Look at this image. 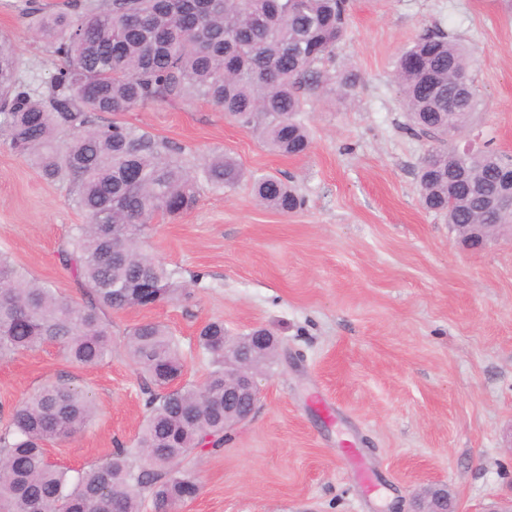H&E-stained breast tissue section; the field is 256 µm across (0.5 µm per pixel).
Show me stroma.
Here are the masks:
<instances>
[{
    "instance_id": "35a3bbf8",
    "label": "stroma",
    "mask_w": 512,
    "mask_h": 512,
    "mask_svg": "<svg viewBox=\"0 0 512 512\" xmlns=\"http://www.w3.org/2000/svg\"><path fill=\"white\" fill-rule=\"evenodd\" d=\"M20 2L0 0V33L25 78H48L56 59ZM435 29L477 51L481 105L466 140L512 156V0H349L326 67L354 69L359 81L347 95L309 94L298 115L312 137L303 156L270 151L203 101L123 114L184 146L192 163L235 158L246 178L221 191L201 185L191 213L152 224L148 249L186 288L149 309L106 311V362L79 367L54 346L0 362V431L35 389L70 383L98 412L48 452L76 470L102 462L133 444L145 412L130 329L163 323L186 348L219 319L232 336L267 328L279 347L251 419L184 462L200 493L171 512H410L431 486L448 487L456 512L512 499V232L470 250L423 208L418 170L431 141L409 131L392 77L398 53ZM262 174L292 185L302 209L262 205L250 181ZM84 221L64 186L0 145V251L80 303L89 291L58 253Z\"/></svg>"
}]
</instances>
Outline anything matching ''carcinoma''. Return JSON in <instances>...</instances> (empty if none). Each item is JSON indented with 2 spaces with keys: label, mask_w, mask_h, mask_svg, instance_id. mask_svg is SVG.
Returning <instances> with one entry per match:
<instances>
[{
  "label": "carcinoma",
  "mask_w": 512,
  "mask_h": 512,
  "mask_svg": "<svg viewBox=\"0 0 512 512\" xmlns=\"http://www.w3.org/2000/svg\"><path fill=\"white\" fill-rule=\"evenodd\" d=\"M348 0H66L47 11L25 0L58 65L47 81L21 77L24 63L0 38V143L26 156L39 175L65 186L83 212L62 264L90 290L79 304L37 282L0 252V361L48 343L80 367L112 354L101 313L141 305L140 289L159 301L178 292V271L143 248L153 220L177 219L199 201V182L238 184L244 172L224 154L195 167L183 150L117 119L160 101L204 100L284 156L311 145L296 120L322 85L347 93L348 69L330 72L345 31ZM471 51L442 32L427 33L396 60L394 81L410 130L434 144L419 169L423 205L448 223L512 224V162L489 147L465 150L458 136L478 106ZM112 121H99L100 115ZM256 197L288 214L302 208L295 189L274 175L253 178ZM126 349L149 394L130 448L76 471L51 463L46 445L70 438L95 418L89 395L65 383L41 386L13 408L0 433V512H143L195 498L199 485L180 473L196 448L224 445V323L199 331L195 351L211 370L185 381L187 357L166 326L144 321ZM184 379L180 388L170 383Z\"/></svg>",
  "instance_id": "obj_1"
}]
</instances>
